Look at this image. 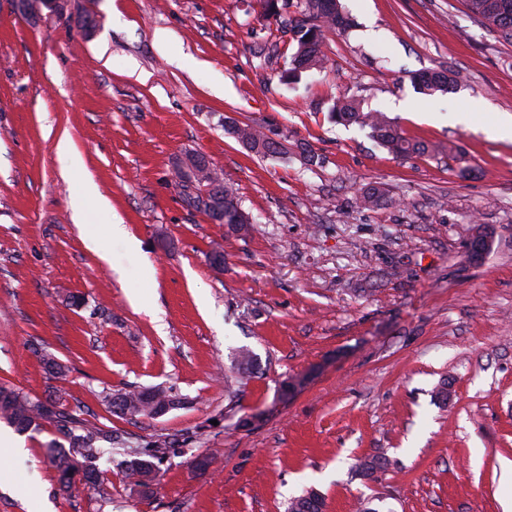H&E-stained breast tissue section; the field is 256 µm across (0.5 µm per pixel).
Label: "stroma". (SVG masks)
<instances>
[{"label": "stroma", "instance_id": "stroma-1", "mask_svg": "<svg viewBox=\"0 0 512 512\" xmlns=\"http://www.w3.org/2000/svg\"><path fill=\"white\" fill-rule=\"evenodd\" d=\"M342 4L354 27L330 37L324 70L288 83L290 37L256 0H68L37 19L0 0V385L175 444L152 497L114 467L102 490L64 493L52 429L14 432L0 512H287L308 490L324 512L512 507V140L495 132L512 117V42L459 0ZM87 8L89 36L73 21ZM431 69L461 82L417 94L410 74ZM342 95L450 154H389L331 121ZM228 116L284 154L249 152ZM64 137L81 165L59 153ZM188 151L223 170L248 231L184 202L172 169ZM91 182L100 200L77 217ZM375 182L385 199L352 209ZM480 226L492 245L475 263ZM242 347L258 367L232 397L224 374ZM44 351L66 380L45 373ZM129 385L185 403L126 420L102 392ZM372 456L385 468L359 475Z\"/></svg>", "mask_w": 512, "mask_h": 512}]
</instances>
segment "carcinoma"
Listing matches in <instances>:
<instances>
[{
    "instance_id": "obj_1",
    "label": "carcinoma",
    "mask_w": 512,
    "mask_h": 512,
    "mask_svg": "<svg viewBox=\"0 0 512 512\" xmlns=\"http://www.w3.org/2000/svg\"><path fill=\"white\" fill-rule=\"evenodd\" d=\"M261 17L281 23L291 34L293 53L288 77L295 79L303 72L325 68L327 57L322 51L330 35H342L352 26V18L340 0H261ZM467 14L480 25L492 28L502 38L512 40V0H462ZM288 16H283L289 8ZM417 92L426 96H443L458 85V78L446 71L428 70L411 77ZM331 118L337 124L354 126L366 133L378 147L387 152L407 157L410 155L442 154L445 147L412 141L404 136L396 122L380 109L364 107L361 99L343 97L331 107ZM229 130L241 142L250 145V151L266 157L282 153L281 143L269 138L259 127L228 123ZM177 184L182 189L184 201L202 211L210 219L222 214L223 223L239 232L248 229L251 218L242 209L235 189L223 183V192L214 195L202 190L194 174L174 167ZM384 190L378 185H367L355 197L353 207L369 209L384 198ZM257 357L248 349L238 351L233 368L237 372L250 373L255 370ZM149 396L145 389H118L119 401L112 400L113 393L104 395L103 401L110 412L125 418H154L165 413L172 394L165 388H153ZM0 419L6 420L21 431L40 430L50 426L61 436L63 442L55 440L46 445L59 474L60 486L70 487L76 477L94 488H101L103 470L100 465L116 464L124 478L139 488L144 497L154 495L155 468L168 457L172 441L157 436L142 446L132 448L126 441L95 426H89L66 404L54 403L32 397L13 387L0 385ZM312 493L295 498L289 512H320L324 502L314 505Z\"/></svg>"
}]
</instances>
